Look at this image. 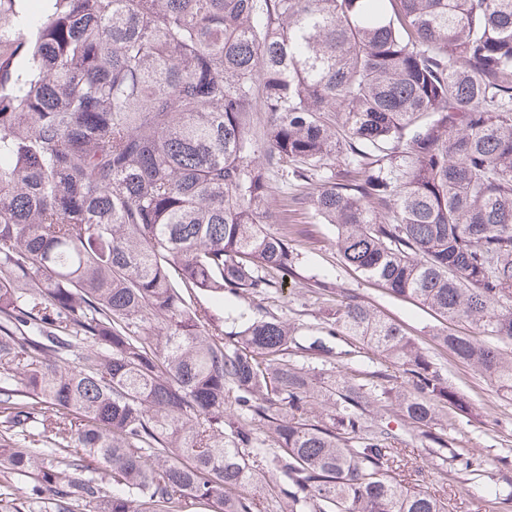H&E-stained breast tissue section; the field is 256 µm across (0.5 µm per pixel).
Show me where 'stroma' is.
Returning a JSON list of instances; mask_svg holds the SVG:
<instances>
[{"mask_svg":"<svg viewBox=\"0 0 512 512\" xmlns=\"http://www.w3.org/2000/svg\"><path fill=\"white\" fill-rule=\"evenodd\" d=\"M267 229L272 233L289 232L298 256L296 274L260 300L248 295L225 298L223 307L230 315L224 323L225 332L240 331L236 314L251 312L258 304L288 319L296 328L299 343L307 344L311 338L321 336L330 318L331 301L313 291L315 280L325 278L398 323L409 336L427 342L435 318L413 302L389 295L382 286L344 266L336 250L332 225L317 223L308 214L292 213L284 220L273 219ZM443 375L468 400L470 413L464 418L447 414L434 425V432H448L457 447L478 450L487 472L500 476L504 471L502 458L512 459V401L502 399L494 382L459 363L449 362ZM373 413L389 422L398 434L396 461L401 469L411 475L421 474L422 488L446 499L448 512H512V502L505 503L489 495L485 482L466 479L455 470L438 473L432 445L418 431L402 426L399 418L384 408H374Z\"/></svg>","mask_w":512,"mask_h":512,"instance_id":"obj_1","label":"stroma"}]
</instances>
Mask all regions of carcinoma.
I'll return each mask as SVG.
<instances>
[{
  "mask_svg": "<svg viewBox=\"0 0 512 512\" xmlns=\"http://www.w3.org/2000/svg\"><path fill=\"white\" fill-rule=\"evenodd\" d=\"M0 45V512H448L377 405L483 476L430 431L467 400L375 309L316 283L328 335L406 386L325 381L333 348L296 364L259 305L226 342L196 296L296 273L265 229L289 175L343 264L512 400V0H0Z\"/></svg>",
  "mask_w": 512,
  "mask_h": 512,
  "instance_id": "cac0c4a2",
  "label": "carcinoma"
}]
</instances>
